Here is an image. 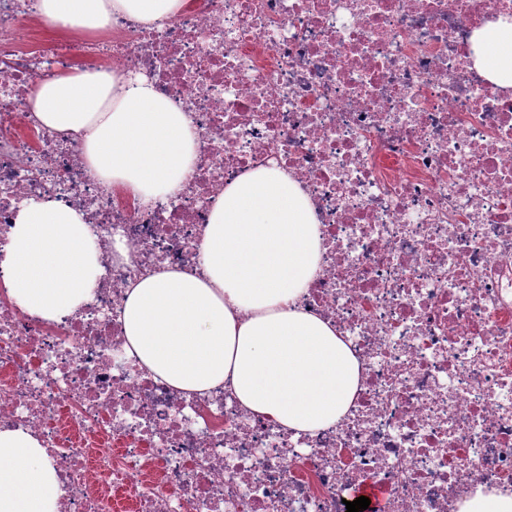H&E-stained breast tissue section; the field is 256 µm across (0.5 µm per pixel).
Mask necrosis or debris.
Here are the masks:
<instances>
[{
  "label": "necrosis or debris",
  "instance_id": "obj_1",
  "mask_svg": "<svg viewBox=\"0 0 512 512\" xmlns=\"http://www.w3.org/2000/svg\"><path fill=\"white\" fill-rule=\"evenodd\" d=\"M509 16L512 0H189L159 28L113 20L108 67L184 103L197 139L183 189L145 203L29 106L45 67L91 46L36 38L32 0H0V251L50 191L86 213L104 268L59 323L0 296V428L44 440L58 512H347L369 481L387 512H459L512 492V87L473 60ZM270 164L322 236L301 306L363 368L347 414L296 438L223 388L153 378L119 320L144 272L202 264L225 185Z\"/></svg>",
  "mask_w": 512,
  "mask_h": 512
}]
</instances>
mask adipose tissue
I'll return each instance as SVG.
<instances>
[{
  "instance_id": "obj_1",
  "label": "adipose tissue",
  "mask_w": 512,
  "mask_h": 512,
  "mask_svg": "<svg viewBox=\"0 0 512 512\" xmlns=\"http://www.w3.org/2000/svg\"><path fill=\"white\" fill-rule=\"evenodd\" d=\"M183 3L38 0L36 9L54 29L96 40L114 16L150 25ZM476 43L481 74L512 86V23L479 31ZM30 104L43 127L81 145L92 174L120 195L179 188L196 154L187 112L142 75L62 69ZM200 248L201 273H150L128 289L121 321L130 354L182 392L224 387L283 431L336 424L353 402L361 364L334 326L298 304L322 252L298 182L277 167L241 174L214 204ZM102 273L83 211L50 196L17 209L0 255V289L24 311L56 322L74 315L93 300ZM62 494L42 439L0 429V512H58Z\"/></svg>"
}]
</instances>
